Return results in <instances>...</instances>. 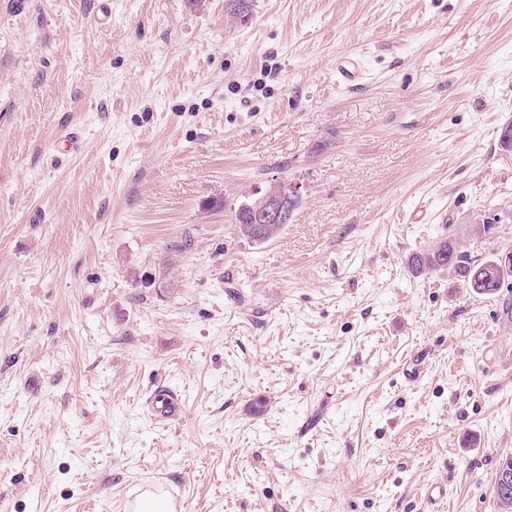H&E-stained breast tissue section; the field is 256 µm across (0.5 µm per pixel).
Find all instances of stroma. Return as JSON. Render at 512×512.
I'll return each mask as SVG.
<instances>
[{
  "mask_svg": "<svg viewBox=\"0 0 512 512\" xmlns=\"http://www.w3.org/2000/svg\"><path fill=\"white\" fill-rule=\"evenodd\" d=\"M225 4L0 0V512H496L512 282L408 261L512 253V0ZM299 190L300 186L298 184H280L278 182L272 183L264 190L261 188L255 189L251 194L250 204L245 206L248 220L252 224H248L243 208H241L245 199L239 202L232 210L234 213V224H237L240 235L256 244H264L277 238L283 231L284 224H290L299 207L300 199L295 202L291 209V219L286 223L280 224L287 215L290 202L299 197ZM253 224L261 227L268 224L271 225L265 228L263 232L258 233ZM477 259H473L466 252L461 250L458 242L453 238H443L433 248L427 252L416 254L411 259V269L415 273L422 274L426 271H436L441 269L448 270L454 278H456L465 288H469L466 281V275L472 266L485 265L490 268L489 278L485 272V268L475 270L470 280L473 284H484L482 292H475L478 295L493 297L497 295L505 282L512 278V262L510 265H503L500 257L496 259H488L476 263ZM152 409L157 417L172 419L181 411L179 398L166 391H155L151 400Z\"/></svg>",
  "mask_w": 512,
  "mask_h": 512,
  "instance_id": "stroma-1",
  "label": "stroma"
}]
</instances>
